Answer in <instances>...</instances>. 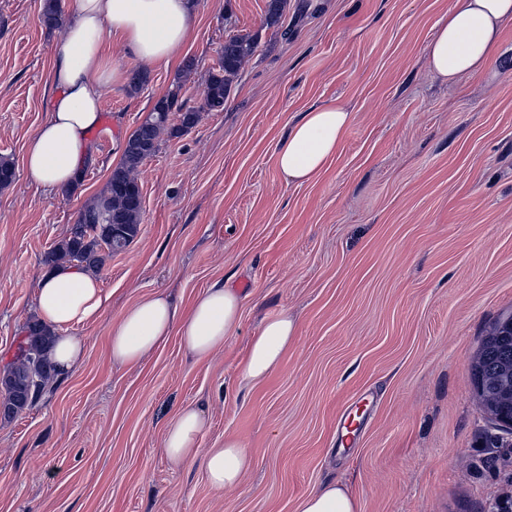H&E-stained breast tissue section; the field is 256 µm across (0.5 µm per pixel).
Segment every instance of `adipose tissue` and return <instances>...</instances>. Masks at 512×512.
<instances>
[{"label":"adipose tissue","mask_w":512,"mask_h":512,"mask_svg":"<svg viewBox=\"0 0 512 512\" xmlns=\"http://www.w3.org/2000/svg\"><path fill=\"white\" fill-rule=\"evenodd\" d=\"M197 21L195 0H76L61 25V42L50 71L52 98L46 120L29 139L25 166L29 177L51 191L75 186L91 154L87 134L100 120L106 96L124 82L103 46L119 38L126 53L146 62H173L192 35ZM512 26V0H454L426 47L430 69L452 83L463 74L484 72L499 49L500 35ZM351 114L340 104L314 106L288 129L277 148V164L286 182L316 177L335 157ZM38 315L54 328L50 355L58 377L81 363L83 337L68 334L71 326L96 320L105 298L95 275L64 266L37 282ZM241 297L217 282L180 312L168 296H147L123 314L109 333V352L121 365L139 364L170 336H179L191 355L204 358L221 349L241 315ZM295 323L287 314L266 319L252 340L242 365L251 381L266 379L280 366L292 343ZM206 427L204 412L183 409L167 430L164 451L175 462L200 459L211 487L239 486L252 459L243 444L225 439L223 447L200 450ZM294 512H362L361 503L342 482L333 481L301 497Z\"/></svg>","instance_id":"obj_1"}]
</instances>
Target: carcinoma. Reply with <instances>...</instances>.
<instances>
[{"label":"carcinoma","mask_w":512,"mask_h":512,"mask_svg":"<svg viewBox=\"0 0 512 512\" xmlns=\"http://www.w3.org/2000/svg\"><path fill=\"white\" fill-rule=\"evenodd\" d=\"M286 11L288 0H267L266 25L281 28ZM60 18L58 0H45L44 25L53 29ZM257 47V40L250 35L233 34L224 39L218 69L209 76L201 109L224 111L240 68ZM181 87V82H176L128 136L121 159L103 190L79 213L76 223L83 230L69 232L45 252L44 265H73L98 271L105 263V255L124 251L138 236L143 200L133 173L157 153L163 131L183 135L198 122V110L179 102ZM508 331V320L497 321L472 364L481 402L499 423L512 419V334ZM22 333L14 359L0 377V415L5 419L37 403L56 375L48 354L54 332L40 320L32 319L23 326Z\"/></svg>","instance_id":"carcinoma-1"}]
</instances>
